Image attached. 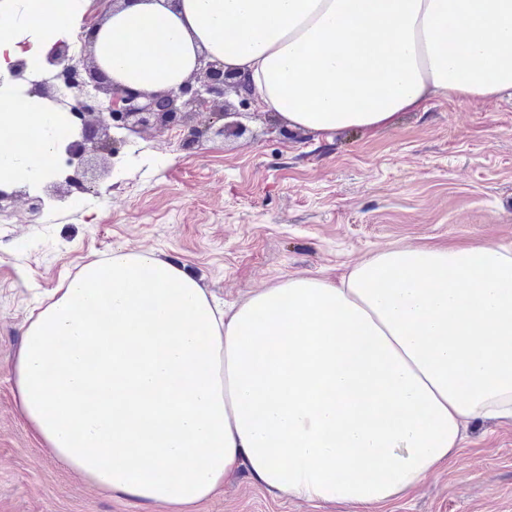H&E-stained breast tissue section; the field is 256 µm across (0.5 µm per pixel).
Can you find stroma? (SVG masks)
<instances>
[{
    "label": "stroma",
    "mask_w": 512,
    "mask_h": 512,
    "mask_svg": "<svg viewBox=\"0 0 512 512\" xmlns=\"http://www.w3.org/2000/svg\"><path fill=\"white\" fill-rule=\"evenodd\" d=\"M247 131L183 148L131 136L98 194L26 197L0 223V512H166L90 485L19 416L13 363L28 310L113 249L151 250L231 304L291 276L336 279L392 247L512 249V99H434L373 132L316 135L264 112ZM192 512H320L241 472ZM381 512H512V423L474 420L448 468Z\"/></svg>",
    "instance_id": "obj_1"
}]
</instances>
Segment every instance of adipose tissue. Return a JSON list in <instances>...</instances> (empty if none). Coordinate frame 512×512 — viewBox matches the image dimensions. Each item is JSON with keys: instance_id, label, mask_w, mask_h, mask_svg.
Returning a JSON list of instances; mask_svg holds the SVG:
<instances>
[{"instance_id": "adipose-tissue-1", "label": "adipose tissue", "mask_w": 512, "mask_h": 512, "mask_svg": "<svg viewBox=\"0 0 512 512\" xmlns=\"http://www.w3.org/2000/svg\"><path fill=\"white\" fill-rule=\"evenodd\" d=\"M84 6L0 0L2 182H38L63 132L9 64L38 69ZM94 53L149 92L205 53L288 126L376 130L434 97H512V0H129ZM13 374L22 418L96 486L184 512L245 470L377 512L445 468L470 420H512V249L401 246L225 307L119 248L31 311Z\"/></svg>"}]
</instances>
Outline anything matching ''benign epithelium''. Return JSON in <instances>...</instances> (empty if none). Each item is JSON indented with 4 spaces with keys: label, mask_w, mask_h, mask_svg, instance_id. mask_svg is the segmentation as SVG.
<instances>
[{
    "label": "benign epithelium",
    "mask_w": 512,
    "mask_h": 512,
    "mask_svg": "<svg viewBox=\"0 0 512 512\" xmlns=\"http://www.w3.org/2000/svg\"><path fill=\"white\" fill-rule=\"evenodd\" d=\"M93 2L97 18H86L81 33V39L91 47L116 4L125 0ZM44 69L47 78L32 80L27 61L17 59L9 66V79L30 84L31 94L62 104L67 114L77 119L75 138L66 146L74 175L63 181L51 177L43 180L45 196L53 199L70 196L75 184L92 192L98 188V181L111 174L110 159L116 155L118 145L127 142L125 138H116L115 130H123L130 136L147 128L159 132L178 128L184 132L182 145L189 148L210 132L223 136L246 131L239 121L243 112L232 110L225 101L227 92H235L243 108L255 105L244 79L224 70L222 63L209 60L205 54L177 88L157 92H145L112 80L96 57H91L87 64L83 58L72 55L64 41L53 44L47 51ZM58 69L73 75L65 91L55 82L54 72Z\"/></svg>",
    "instance_id": "benign-epithelium-1"
}]
</instances>
